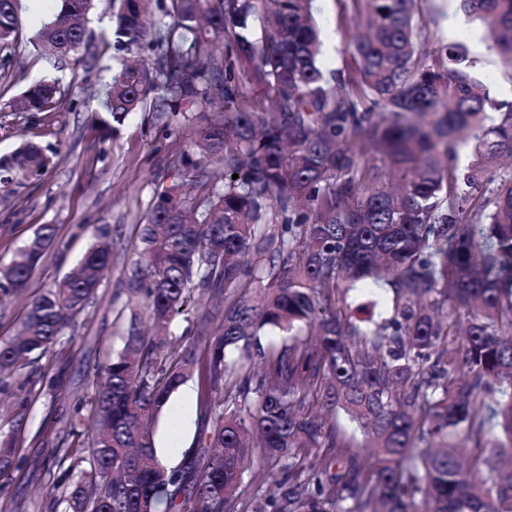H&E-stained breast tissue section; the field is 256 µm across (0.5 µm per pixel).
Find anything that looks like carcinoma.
I'll return each mask as SVG.
<instances>
[{"mask_svg": "<svg viewBox=\"0 0 512 512\" xmlns=\"http://www.w3.org/2000/svg\"><path fill=\"white\" fill-rule=\"evenodd\" d=\"M116 2L119 55L95 121L148 112L193 137L138 227L122 346L92 369L68 436L42 440L35 469L50 476L49 462H66L70 480L50 509L415 512L421 500L429 512H512V171L488 168L512 154V98L493 94L464 41L420 50L417 0H359L366 32L347 76L325 64L313 0ZM460 2L512 67V0ZM92 5L50 0L41 55L63 63L88 50ZM16 32V0H0V51ZM145 51L147 67L133 59ZM63 96L44 78L11 107L57 112ZM52 164L23 143L0 157V185ZM56 236L42 224L0 263V299L26 291ZM111 265L103 225L0 344V376L23 388L47 356L62 375L66 328ZM352 292L370 297L373 327L342 316ZM195 373L198 446L171 468L154 422ZM314 394L367 434L368 460L309 410ZM6 444L0 488L14 467ZM270 461L283 472L277 491L243 500L245 476Z\"/></svg>", "mask_w": 512, "mask_h": 512, "instance_id": "cac0c4a2", "label": "carcinoma"}]
</instances>
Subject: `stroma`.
Segmentation results:
<instances>
[{"instance_id": "stroma-1", "label": "stroma", "mask_w": 512, "mask_h": 512, "mask_svg": "<svg viewBox=\"0 0 512 512\" xmlns=\"http://www.w3.org/2000/svg\"><path fill=\"white\" fill-rule=\"evenodd\" d=\"M313 10L326 35V61L342 73L354 72L358 59L351 41L360 29L357 0H314ZM44 12V0H18V39L11 49L0 51V155L32 141L55 151L56 164L43 178L12 185L8 198L0 200V260H10L42 224L56 225L61 245L40 260L27 297L0 305V342L16 334L28 296L62 278L101 224L112 230V266L97 302L77 322L69 367L55 380L54 396L41 393L52 378L44 360L34 365L25 390L11 382L0 386V430L13 434L18 463L0 490V512H46L64 489L63 484L47 482L31 471L32 460L42 453L38 442L43 421L51 419L55 433H66L75 404L89 388V370L119 346L118 308L112 298L120 293L124 270L136 257L135 227L143 222L171 155L181 148L144 113L126 121L115 137L103 133L93 120L99 95L112 78L113 50L103 41L111 31L112 0H96L88 15L95 58H75L58 69L31 43ZM419 14L428 45L466 39L478 69L492 75L493 92L512 94V83L489 48L487 32L464 15L458 0H420ZM48 76L59 79L67 107L51 114L11 109L14 98ZM187 384L190 398L172 395L155 423L156 448L165 461L181 460L197 444L201 386L195 376Z\"/></svg>"}]
</instances>
